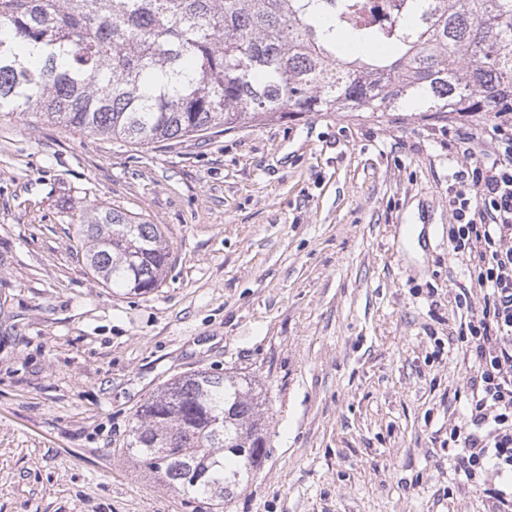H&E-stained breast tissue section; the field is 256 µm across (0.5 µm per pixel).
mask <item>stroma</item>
I'll use <instances>...</instances> for the list:
<instances>
[{
  "instance_id": "1",
  "label": "stroma",
  "mask_w": 512,
  "mask_h": 512,
  "mask_svg": "<svg viewBox=\"0 0 512 512\" xmlns=\"http://www.w3.org/2000/svg\"><path fill=\"white\" fill-rule=\"evenodd\" d=\"M490 118L309 112L133 145L0 117V512H219L125 451L171 379L267 394L268 458L220 512H489L448 456L483 302L450 249ZM160 225L155 291L103 287L96 209Z\"/></svg>"
}]
</instances>
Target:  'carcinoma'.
Returning a JSON list of instances; mask_svg holds the SVG:
<instances>
[{
    "label": "carcinoma",
    "mask_w": 512,
    "mask_h": 512,
    "mask_svg": "<svg viewBox=\"0 0 512 512\" xmlns=\"http://www.w3.org/2000/svg\"><path fill=\"white\" fill-rule=\"evenodd\" d=\"M360 0H0V114L140 145L306 112H512V0H395L348 30ZM360 52H340L344 34ZM107 288L160 287L161 228L94 210L77 228ZM252 380L175 378L133 414L127 452L154 477L221 504L268 452Z\"/></svg>",
    "instance_id": "cac0c4a2"
}]
</instances>
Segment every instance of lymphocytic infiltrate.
Instances as JSON below:
<instances>
[{
	"mask_svg": "<svg viewBox=\"0 0 512 512\" xmlns=\"http://www.w3.org/2000/svg\"><path fill=\"white\" fill-rule=\"evenodd\" d=\"M494 149L476 159L453 198L452 251L472 266L483 304L465 324L476 375L469 415L449 431L448 454L473 479L512 477V118L499 113Z\"/></svg>",
	"mask_w": 512,
	"mask_h": 512,
	"instance_id": "1",
	"label": "lymphocytic infiltrate"
}]
</instances>
